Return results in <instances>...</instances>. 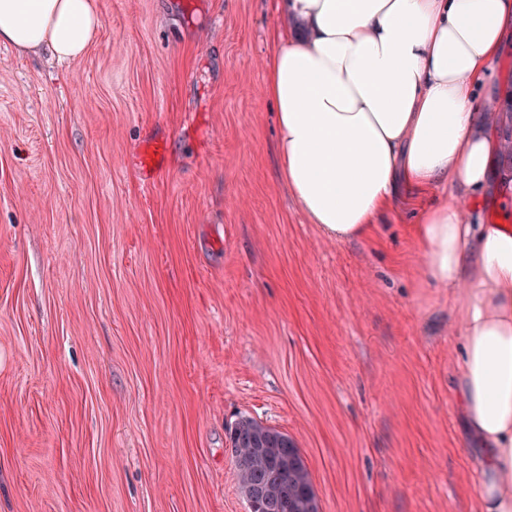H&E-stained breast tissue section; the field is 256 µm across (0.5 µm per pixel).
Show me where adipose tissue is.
<instances>
[{
  "label": "adipose tissue",
  "instance_id": "obj_1",
  "mask_svg": "<svg viewBox=\"0 0 512 512\" xmlns=\"http://www.w3.org/2000/svg\"><path fill=\"white\" fill-rule=\"evenodd\" d=\"M284 6L299 28L274 33L266 92L281 171L310 223L364 239L433 185L471 200L488 188L498 142L475 89L495 76L512 0ZM101 24L94 0H0V43L23 53L76 60ZM412 231L421 282L447 288L463 328L460 398L480 451L474 512H512V228L469 223L440 203Z\"/></svg>",
  "mask_w": 512,
  "mask_h": 512
}]
</instances>
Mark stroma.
Listing matches in <instances>:
<instances>
[{"instance_id":"stroma-1","label":"stroma","mask_w":512,"mask_h":512,"mask_svg":"<svg viewBox=\"0 0 512 512\" xmlns=\"http://www.w3.org/2000/svg\"><path fill=\"white\" fill-rule=\"evenodd\" d=\"M95 2L80 60L0 45V512H248L242 416L321 512H472L462 326L410 229L458 195L324 235L275 152L281 0ZM495 84L491 126L512 39Z\"/></svg>"}]
</instances>
